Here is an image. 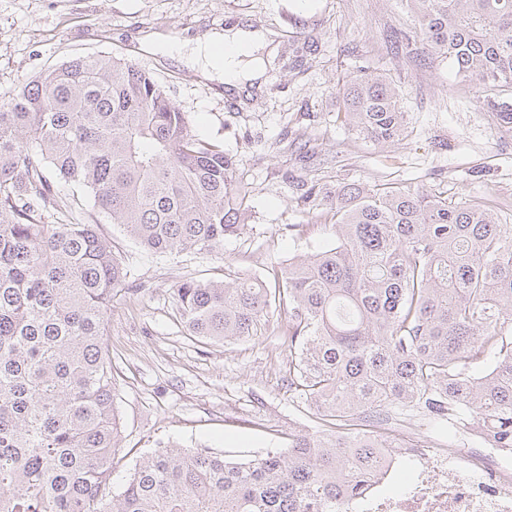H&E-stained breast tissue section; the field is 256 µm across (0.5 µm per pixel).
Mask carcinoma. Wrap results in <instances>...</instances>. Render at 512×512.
<instances>
[{"label":"carcinoma","mask_w":512,"mask_h":512,"mask_svg":"<svg viewBox=\"0 0 512 512\" xmlns=\"http://www.w3.org/2000/svg\"><path fill=\"white\" fill-rule=\"evenodd\" d=\"M406 2L415 30L396 49L448 63L512 131V0ZM336 98L377 146L408 127L384 71L350 73ZM55 176L150 254L220 253L245 227L234 162L149 71L78 56L0 92V512H336L382 447L360 426L407 412L512 447V224L422 184L313 185L300 202L330 216L329 249L271 288L186 280L174 302L187 335L225 345L287 315L289 388L320 429L255 459L166 445L111 494L121 423L104 336L128 271L101 225L70 220Z\"/></svg>","instance_id":"obj_1"}]
</instances>
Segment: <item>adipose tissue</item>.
<instances>
[{
	"mask_svg": "<svg viewBox=\"0 0 512 512\" xmlns=\"http://www.w3.org/2000/svg\"><path fill=\"white\" fill-rule=\"evenodd\" d=\"M269 41L264 32L234 25L224 32L209 35L190 53L181 48L164 44L163 54L196 67L208 78L223 81L229 92H241L262 78L265 69L262 59L256 58L255 50L267 47Z\"/></svg>",
	"mask_w": 512,
	"mask_h": 512,
	"instance_id": "ef3b65f1",
	"label": "adipose tissue"
}]
</instances>
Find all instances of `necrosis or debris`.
Here are the masks:
<instances>
[{
  "label": "necrosis or debris",
  "mask_w": 512,
  "mask_h": 512,
  "mask_svg": "<svg viewBox=\"0 0 512 512\" xmlns=\"http://www.w3.org/2000/svg\"><path fill=\"white\" fill-rule=\"evenodd\" d=\"M372 431L382 441L377 466L338 512H512V448L483 443L477 426L443 443L417 424Z\"/></svg>",
  "instance_id": "1"
}]
</instances>
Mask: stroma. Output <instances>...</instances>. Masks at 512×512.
Instances as JSON below:
<instances>
[{
  "mask_svg": "<svg viewBox=\"0 0 512 512\" xmlns=\"http://www.w3.org/2000/svg\"><path fill=\"white\" fill-rule=\"evenodd\" d=\"M236 23L273 37L266 81L247 96L146 50L158 35L189 48ZM413 27L405 0H0V91L82 54L132 60L167 87L195 134L223 144L247 187L246 226L220 254L155 256L96 217L128 266L105 338L121 419L114 488L172 441L251 459L313 429L312 408L290 398L294 351L277 325L210 344L185 334L173 303L181 280L232 269L269 282L281 264L326 250L327 219L298 205L301 184L421 183L452 203L484 198L512 224V133L448 64L395 52L394 31ZM360 66L388 70L408 108V130L391 145L337 117L333 87Z\"/></svg>",
  "mask_w": 512,
  "mask_h": 512,
  "instance_id": "35a3bbf8",
  "label": "stroma"
}]
</instances>
